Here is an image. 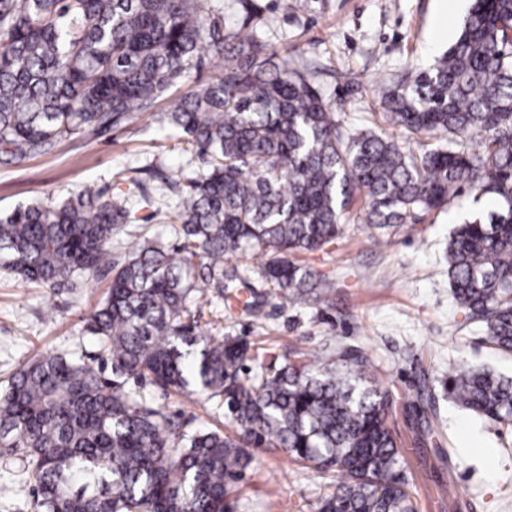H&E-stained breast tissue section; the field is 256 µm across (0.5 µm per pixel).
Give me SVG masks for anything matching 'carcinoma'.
<instances>
[{"mask_svg":"<svg viewBox=\"0 0 512 512\" xmlns=\"http://www.w3.org/2000/svg\"><path fill=\"white\" fill-rule=\"evenodd\" d=\"M204 49L217 76L160 114L201 167L185 189L168 176L133 182L145 204L170 209L178 245L147 238L112 260L134 213L93 186L0 217V267L23 282L73 289L112 273L88 322L112 377L34 358L0 394V448L22 458L36 512H228L252 448L336 476L317 512H416L388 425L393 398L367 358L252 354L212 335L205 289L233 309L224 261L250 252L279 295L325 303L330 285L291 256L334 245L356 193L384 229L468 190L493 207L448 241L452 295L512 353V0H474L432 68L383 81L379 130L337 119L298 49L255 26L224 28L205 0H0V155H45L152 111ZM147 380L217 399L235 434L180 428L129 385ZM448 397L512 429L511 377L457 365Z\"/></svg>","mask_w":512,"mask_h":512,"instance_id":"cac0c4a2","label":"carcinoma"}]
</instances>
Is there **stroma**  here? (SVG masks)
I'll use <instances>...</instances> for the list:
<instances>
[{
  "label": "stroma",
  "instance_id": "stroma-1",
  "mask_svg": "<svg viewBox=\"0 0 512 512\" xmlns=\"http://www.w3.org/2000/svg\"><path fill=\"white\" fill-rule=\"evenodd\" d=\"M224 24L262 23L284 47H298V63L320 68L316 86L338 118L358 128L374 127L377 82L405 69L431 67L458 38L471 0H210ZM448 34L438 37L440 14ZM217 74L210 58L191 69L156 104L155 113L92 134L62 140L48 155L0 164V215L53 195L93 184L113 195L124 192L135 223L112 242V256L130 257L145 237L175 245L174 225L140 200L134 181L163 172L177 179L193 168L179 139L160 125L156 112L171 110L189 88ZM488 198L464 192L444 208L415 212L386 229L388 243L374 245L362 200L341 217L335 245L296 254L298 263L333 282L329 302H291L277 295L260 273L261 259L246 254L224 263L237 271L238 289L261 303L260 314L210 310L221 334L241 336L254 348L282 357L327 348L366 355L370 370L393 396L390 426L401 451V472L417 512H512V430L454 404L446 390L454 364L488 367L512 376V354L485 340L479 324L467 322L451 296L448 239L454 228L489 210ZM110 273L73 290L45 293L0 269V392L24 363L43 353L99 365L102 352L87 327L104 298ZM146 392L165 413L188 428L224 423V407L204 394ZM433 401H426L425 392ZM21 458L0 452V512H35L36 491L21 476ZM328 476L284 454L255 449L233 512H316L329 490Z\"/></svg>",
  "mask_w": 512,
  "mask_h": 512
}]
</instances>
